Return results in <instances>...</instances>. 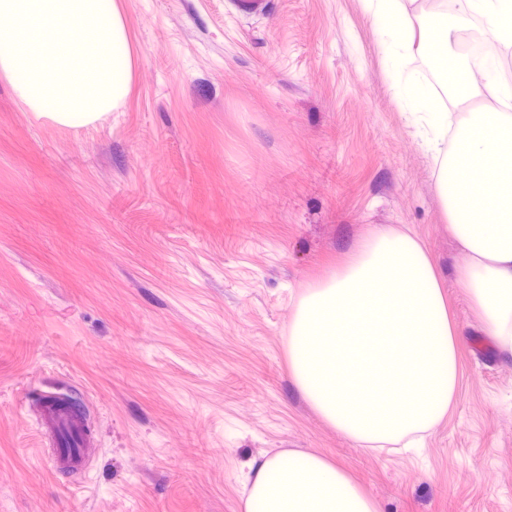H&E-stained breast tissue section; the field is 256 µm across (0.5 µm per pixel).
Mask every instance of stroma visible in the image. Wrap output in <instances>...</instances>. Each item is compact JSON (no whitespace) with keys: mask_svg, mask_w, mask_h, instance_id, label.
<instances>
[{"mask_svg":"<svg viewBox=\"0 0 512 512\" xmlns=\"http://www.w3.org/2000/svg\"><path fill=\"white\" fill-rule=\"evenodd\" d=\"M122 107L31 112L0 75V512H240L250 461L312 451L381 512H512V353L455 283L422 116L402 112L366 0H118ZM434 257L459 379L433 431L365 451L288 372L308 283L377 226ZM91 420L53 475L42 394Z\"/></svg>","mask_w":512,"mask_h":512,"instance_id":"35a3bbf8","label":"stroma"}]
</instances>
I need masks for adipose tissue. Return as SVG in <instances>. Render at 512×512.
<instances>
[{
    "label": "adipose tissue",
    "instance_id": "ef3b65f1",
    "mask_svg": "<svg viewBox=\"0 0 512 512\" xmlns=\"http://www.w3.org/2000/svg\"><path fill=\"white\" fill-rule=\"evenodd\" d=\"M434 33L409 37L396 0H370L404 111L424 113L444 154L448 114L430 80L460 99L490 93L447 156L441 191L448 233L465 256L456 269L487 335L512 352V81L456 54L455 35L477 27L485 49L512 51V0H442ZM415 58L408 67L407 58ZM445 155V154H444ZM456 329L428 249L409 233L375 227L324 280L307 285L288 326V366L301 396L363 450L431 431L454 394ZM243 512H381L342 469L311 451L254 460Z\"/></svg>",
    "mask_w": 512,
    "mask_h": 512
}]
</instances>
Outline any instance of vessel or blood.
<instances>
[{
  "label": "vessel or blood",
  "mask_w": 512,
  "mask_h": 512,
  "mask_svg": "<svg viewBox=\"0 0 512 512\" xmlns=\"http://www.w3.org/2000/svg\"><path fill=\"white\" fill-rule=\"evenodd\" d=\"M40 420L49 434L66 432L72 440L71 447L54 449L49 459L53 471L77 472L86 466L84 448L87 421L83 414L68 412L54 404L45 402L41 405Z\"/></svg>",
  "instance_id": "1"
}]
</instances>
